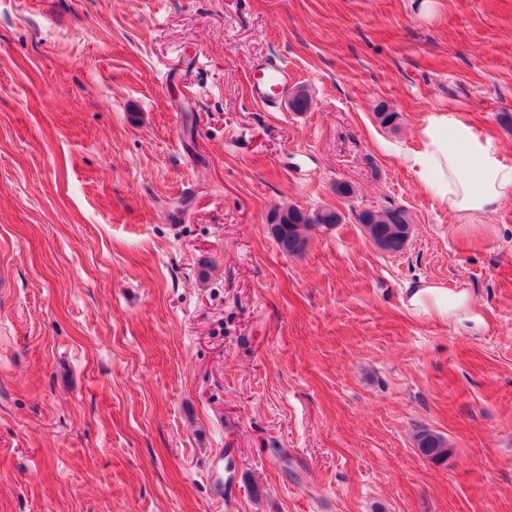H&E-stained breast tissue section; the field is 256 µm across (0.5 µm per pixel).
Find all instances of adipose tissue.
Wrapping results in <instances>:
<instances>
[{
  "instance_id": "ef3b65f1",
  "label": "adipose tissue",
  "mask_w": 512,
  "mask_h": 512,
  "mask_svg": "<svg viewBox=\"0 0 512 512\" xmlns=\"http://www.w3.org/2000/svg\"><path fill=\"white\" fill-rule=\"evenodd\" d=\"M423 148L407 162L422 188L448 205L460 219L475 221L512 200V166L504 164L490 139L475 135L454 113L432 114L420 130ZM411 315L453 321L480 330L482 315L468 290L420 282L407 288Z\"/></svg>"
}]
</instances>
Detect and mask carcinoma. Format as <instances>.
<instances>
[{
	"label": "carcinoma",
	"instance_id": "1",
	"mask_svg": "<svg viewBox=\"0 0 512 512\" xmlns=\"http://www.w3.org/2000/svg\"><path fill=\"white\" fill-rule=\"evenodd\" d=\"M289 106L295 112H304L310 107L309 94L305 86L298 85L289 93ZM371 241L387 253H400L405 249L406 235L412 230L410 216L403 207L382 210H367L360 214ZM341 222L340 214L331 208L308 213L297 207L276 208L270 214L271 234L278 247L297 255L305 251L311 232L318 226L331 227ZM417 448L432 460L446 456L447 438L425 427L415 429Z\"/></svg>",
	"mask_w": 512,
	"mask_h": 512
}]
</instances>
